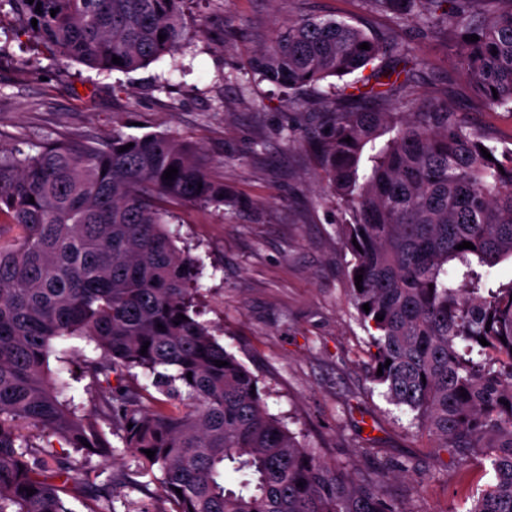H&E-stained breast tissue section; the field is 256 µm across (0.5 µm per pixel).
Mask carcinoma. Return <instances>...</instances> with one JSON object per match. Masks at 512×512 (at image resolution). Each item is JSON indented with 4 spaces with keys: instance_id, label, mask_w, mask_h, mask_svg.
Here are the masks:
<instances>
[{
    "instance_id": "carcinoma-1",
    "label": "carcinoma",
    "mask_w": 512,
    "mask_h": 512,
    "mask_svg": "<svg viewBox=\"0 0 512 512\" xmlns=\"http://www.w3.org/2000/svg\"><path fill=\"white\" fill-rule=\"evenodd\" d=\"M8 2L34 39L100 71L145 67L188 36L186 0ZM368 2L434 39L452 32L454 63L478 98L512 112V0ZM473 34L478 41L465 40ZM380 52L344 20L291 18L253 68L298 94ZM373 77L333 88L304 124L349 215L348 275H363L351 300L372 329L371 378L437 447L483 460L492 481L467 512H512V279H490L512 259V148L446 101L418 107L397 95L410 71ZM171 166L175 179H163ZM222 193L202 149L166 135L114 129L106 139L48 141L35 154L0 148V512H73L79 494L89 512H115L121 498L132 505L124 485L110 475L96 482L104 470L86 463L107 464L113 436L175 512H407L380 484L298 442L251 389L256 377L192 313L200 267L167 217L185 202L220 206ZM464 241L475 249H456ZM69 338L91 344L89 411L49 369L54 344Z\"/></svg>"
}]
</instances>
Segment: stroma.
I'll list each match as a JSON object with an SVG mask.
<instances>
[{
  "mask_svg": "<svg viewBox=\"0 0 512 512\" xmlns=\"http://www.w3.org/2000/svg\"><path fill=\"white\" fill-rule=\"evenodd\" d=\"M203 29L145 68L98 71L59 58L20 31L0 6V145L27 154L59 137L168 134L202 147L211 177L223 183L222 209L194 203L169 229L199 259L200 319L258 379L271 414L329 464L373 480L404 462L407 477L383 489L408 512H466L491 481L479 461L460 464L435 448L413 415L389 402L370 379L369 332L350 298L343 216L315 154L300 143L302 114L292 99L255 73L250 60L278 22L298 15L343 19L379 39L372 67L398 64L412 50L416 70L404 97L443 99L473 126L512 141V113L489 109L448 61L445 40L373 10L367 0H192ZM136 482L127 501L169 512L133 454L118 450L107 467Z\"/></svg>",
  "mask_w": 512,
  "mask_h": 512,
  "instance_id": "1",
  "label": "stroma"
}]
</instances>
